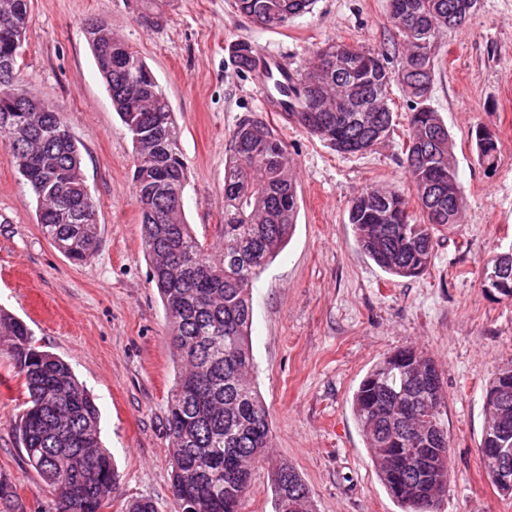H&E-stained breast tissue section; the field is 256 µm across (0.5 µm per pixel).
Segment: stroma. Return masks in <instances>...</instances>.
Returning <instances> with one entry per match:
<instances>
[{"label":"stroma","instance_id":"obj_1","mask_svg":"<svg viewBox=\"0 0 512 512\" xmlns=\"http://www.w3.org/2000/svg\"><path fill=\"white\" fill-rule=\"evenodd\" d=\"M158 3L163 18L150 26L139 0H30L20 82L63 114L81 149L99 224L89 261H70L44 236L35 198L0 145V308L23 319L37 346L65 360L94 397L102 445L119 471L106 512H125L139 498L175 512L167 419L176 365L141 246L131 139L86 33L94 18L140 53L168 98L190 171L183 214L201 242L223 244L225 148L241 118H262L293 158L296 224L252 290L250 378L270 413V462L299 472L314 512H402L379 480L352 400L384 356L413 346L434 362L445 393L453 475L436 512H512V496L498 491L478 452L486 384L512 360V298L482 285L487 260L512 250V0H479L464 27L437 40L429 105L451 137L464 208L414 278L380 269L348 222L362 189L409 187V102L400 87L391 89L390 134L343 155L265 111L232 60L239 42L282 54L298 72L331 40L389 49V0H317L311 13L273 28L251 23L233 0ZM479 126L496 135L491 170L478 159ZM24 402L0 364V474L15 491L0 512H56L53 488L27 464L15 434Z\"/></svg>","mask_w":512,"mask_h":512}]
</instances>
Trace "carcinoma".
I'll return each mask as SVG.
<instances>
[{"label":"carcinoma","instance_id":"obj_1","mask_svg":"<svg viewBox=\"0 0 512 512\" xmlns=\"http://www.w3.org/2000/svg\"><path fill=\"white\" fill-rule=\"evenodd\" d=\"M9 19L0 16V77L18 78L14 44L24 38L30 0H14ZM466 0H390V16L405 53L409 98L406 167L422 220L410 214V199L396 189L367 187L348 210L361 249L384 271L415 277L431 264L434 238L448 230V213L460 214L457 180H448L450 136L429 107L434 68L424 53L439 34L466 23ZM315 0H234L237 11L259 26H284L312 10ZM105 89L129 133L135 153L132 185L136 199L152 196L154 211L141 212L142 249L171 326L170 339L181 369L168 405L173 447L171 477L176 512H239L254 466L267 460L269 411L247 379L254 281L281 251L298 208L289 173L293 158L286 142L264 121L240 120L225 150L224 245L214 253L182 216L188 167L180 129L157 80L137 52L121 42L112 56L92 44ZM125 57L137 59L128 75ZM233 62L252 64V48L235 45ZM391 59L357 45L329 41L294 86L276 81L274 90L290 99L288 117L304 131L342 154L388 135ZM365 95L378 112H351L346 100ZM36 112H15L0 100V144L9 148L18 172L37 200L38 224L75 263L94 256L99 241L96 203L82 179V156L63 116L31 97ZM157 137L160 149L143 154L137 138ZM480 162L497 164L495 135L476 131ZM23 380L26 408L15 423L27 464L50 484L57 512H104L119 482L111 454L101 446L99 409L71 367L39 350L22 320L0 310V361ZM487 390L508 400L486 412L481 462L493 477L498 432L512 426V360L498 366ZM445 395L431 360L413 347L385 356L353 397L357 423L373 452L380 480L404 512H433L452 476L451 448L441 408ZM275 512H311L305 482L291 465H272Z\"/></svg>","mask_w":512,"mask_h":512}]
</instances>
